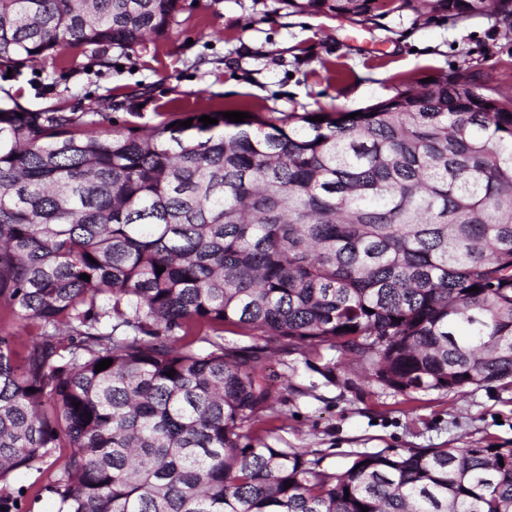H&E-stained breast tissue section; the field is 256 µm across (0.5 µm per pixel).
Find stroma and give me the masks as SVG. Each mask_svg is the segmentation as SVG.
<instances>
[{
  "label": "stroma",
  "instance_id": "35a3bbf8",
  "mask_svg": "<svg viewBox=\"0 0 512 512\" xmlns=\"http://www.w3.org/2000/svg\"><path fill=\"white\" fill-rule=\"evenodd\" d=\"M472 75L479 91L512 96V27L488 15L464 21L395 13L358 24L290 13L276 0H198L169 35L106 63L90 54L0 66V101L37 111L95 107L116 126L152 125L182 112L355 110L393 96L403 85ZM267 372L280 398L254 433L278 448H307L325 466H346L360 452L409 448L512 446V385L431 391L418 401L337 360L324 378L318 360L269 349ZM67 449L40 467L15 472L18 512H57L48 486Z\"/></svg>",
  "mask_w": 512,
  "mask_h": 512
}]
</instances>
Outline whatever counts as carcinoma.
I'll return each instance as SVG.
<instances>
[{
  "mask_svg": "<svg viewBox=\"0 0 512 512\" xmlns=\"http://www.w3.org/2000/svg\"><path fill=\"white\" fill-rule=\"evenodd\" d=\"M278 2L512 18V0ZM185 9L0 0V65L128 50ZM208 115L95 133L110 116L0 104V512L10 474L59 448L58 512H512L511 447L330 471L252 439L274 400L265 347L224 345L228 326L336 351L411 398L511 384L512 98L458 73L353 119ZM19 320L39 328L21 358Z\"/></svg>",
  "mask_w": 512,
  "mask_h": 512,
  "instance_id": "carcinoma-1",
  "label": "carcinoma"
}]
</instances>
